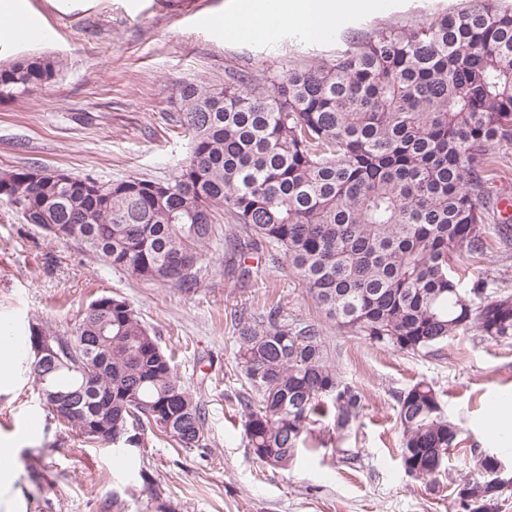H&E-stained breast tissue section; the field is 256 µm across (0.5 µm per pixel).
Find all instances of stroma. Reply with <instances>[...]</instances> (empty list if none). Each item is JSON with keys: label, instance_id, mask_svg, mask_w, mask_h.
<instances>
[{"label": "stroma", "instance_id": "stroma-1", "mask_svg": "<svg viewBox=\"0 0 512 512\" xmlns=\"http://www.w3.org/2000/svg\"><path fill=\"white\" fill-rule=\"evenodd\" d=\"M53 31L34 47L0 46V68L33 55L60 71L45 86L0 101V170L54 169L100 181L167 180L189 155L178 127L182 82L223 83L231 72L281 76L361 41L380 27H409L469 0H376L324 35L292 29L231 39L204 24L231 14L237 0H29ZM491 206L489 252L456 258L464 285L485 278L512 293V245L493 230L512 201V140L485 163ZM126 298L173 351L181 382L207 408V445L179 448L145 433L141 448L90 444L59 426L33 389L28 327L74 329L101 295ZM284 321L318 323L346 381L363 396L359 419L342 435L322 425L285 469L260 463L246 446L238 398L249 392L238 365V319L258 324L270 308ZM20 337L11 375L0 380V447L14 448L17 477L0 491V512H457L453 490L463 460L477 453L512 464V339L465 332L428 355L369 343L320 314L299 279L271 267L265 277L231 270L209 251L201 285L187 292L149 284L105 266L76 241L63 243L0 202V330ZM431 382L441 411L461 430L438 484L400 464L396 395Z\"/></svg>", "mask_w": 512, "mask_h": 512}]
</instances>
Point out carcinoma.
<instances>
[{
	"mask_svg": "<svg viewBox=\"0 0 512 512\" xmlns=\"http://www.w3.org/2000/svg\"><path fill=\"white\" fill-rule=\"evenodd\" d=\"M57 71L50 57L0 68V99ZM178 101L191 154L169 181L34 183L33 169H8L0 201L137 280L176 288L197 287L217 238L235 252L244 236L283 259L328 319L373 345L419 355L461 331L512 339V294L483 280L463 288L453 266L487 252L484 156L512 139L511 8L472 0L279 79L186 82ZM219 210L235 227L221 230ZM29 332L60 340L35 387L86 442L139 448L149 429L180 448L206 446L202 401L126 299L93 300L73 333ZM236 341L252 391L240 399L244 435L265 465L292 464L321 419L341 433L362 413L317 324L271 314L258 328L238 322ZM396 401L402 465L434 480L460 429L430 382ZM491 460L473 456L459 484Z\"/></svg>",
	"mask_w": 512,
	"mask_h": 512,
	"instance_id": "obj_1",
	"label": "carcinoma"
}]
</instances>
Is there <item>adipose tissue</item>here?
Wrapping results in <instances>:
<instances>
[{
  "instance_id": "ef3b65f1",
  "label": "adipose tissue",
  "mask_w": 512,
  "mask_h": 512,
  "mask_svg": "<svg viewBox=\"0 0 512 512\" xmlns=\"http://www.w3.org/2000/svg\"><path fill=\"white\" fill-rule=\"evenodd\" d=\"M371 0H238L231 16H215L211 22L232 38L250 39L276 27H292L316 37L346 14L367 9ZM0 30L15 41L33 45L51 38V30L37 17L29 0H0Z\"/></svg>"
}]
</instances>
